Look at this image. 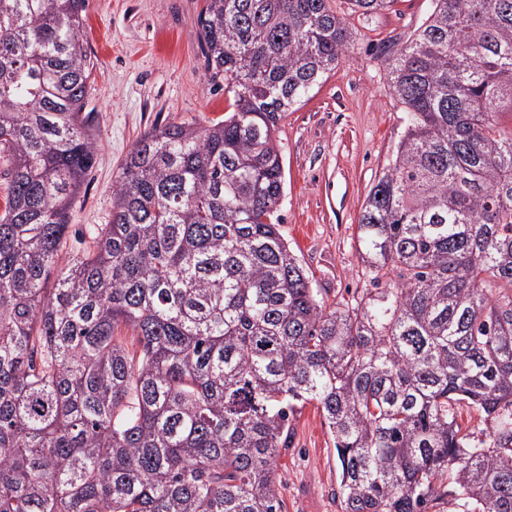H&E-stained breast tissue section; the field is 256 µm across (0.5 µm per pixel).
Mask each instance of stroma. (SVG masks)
Here are the masks:
<instances>
[{"mask_svg": "<svg viewBox=\"0 0 512 512\" xmlns=\"http://www.w3.org/2000/svg\"><path fill=\"white\" fill-rule=\"evenodd\" d=\"M204 0H86L81 39L93 64L86 109L96 157L71 214L70 251L110 223L112 182L136 139L153 126L223 117L229 102L209 79L198 38ZM346 12L356 40L334 71L290 108L276 132L285 171L280 229L315 287L348 301L370 282L356 227L364 199L404 131L379 46L405 42L431 0H395L366 17ZM277 468L282 512H342L336 450L316 406L299 408Z\"/></svg>", "mask_w": 512, "mask_h": 512, "instance_id": "1", "label": "stroma"}]
</instances>
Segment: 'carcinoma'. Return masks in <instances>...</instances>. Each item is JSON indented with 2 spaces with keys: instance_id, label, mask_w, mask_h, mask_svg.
<instances>
[{
  "instance_id": "obj_1",
  "label": "carcinoma",
  "mask_w": 512,
  "mask_h": 512,
  "mask_svg": "<svg viewBox=\"0 0 512 512\" xmlns=\"http://www.w3.org/2000/svg\"><path fill=\"white\" fill-rule=\"evenodd\" d=\"M85 2L0 0V512H282L307 403L343 512H512V0H432L382 49L407 124L351 303L313 286L278 215V124L354 38L330 0H205L230 110L145 131L111 222L59 266L96 155Z\"/></svg>"
}]
</instances>
